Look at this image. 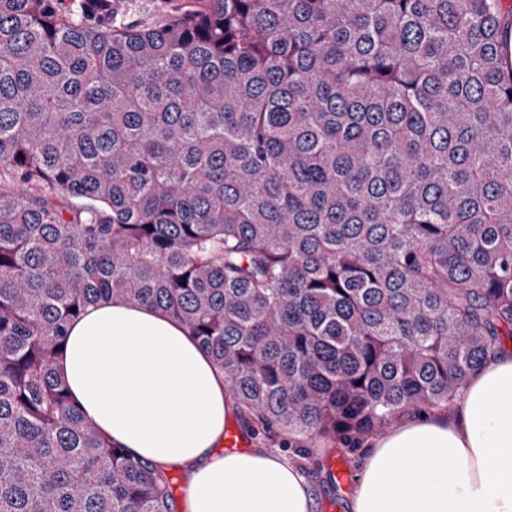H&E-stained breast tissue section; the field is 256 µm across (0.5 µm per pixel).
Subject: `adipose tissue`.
<instances>
[{"mask_svg": "<svg viewBox=\"0 0 512 512\" xmlns=\"http://www.w3.org/2000/svg\"><path fill=\"white\" fill-rule=\"evenodd\" d=\"M55 370L114 446L184 474L186 512H313L307 477L278 453L222 451L224 377L163 311L121 297L88 306ZM358 467L351 512H512V349L448 409L407 413Z\"/></svg>", "mask_w": 512, "mask_h": 512, "instance_id": "ef3b65f1", "label": "adipose tissue"}]
</instances>
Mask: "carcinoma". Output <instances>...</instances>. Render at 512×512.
<instances>
[{
	"label": "carcinoma",
	"instance_id": "1",
	"mask_svg": "<svg viewBox=\"0 0 512 512\" xmlns=\"http://www.w3.org/2000/svg\"><path fill=\"white\" fill-rule=\"evenodd\" d=\"M0 0V512H177L55 373L122 296L311 440L512 338V3Z\"/></svg>",
	"mask_w": 512,
	"mask_h": 512
}]
</instances>
